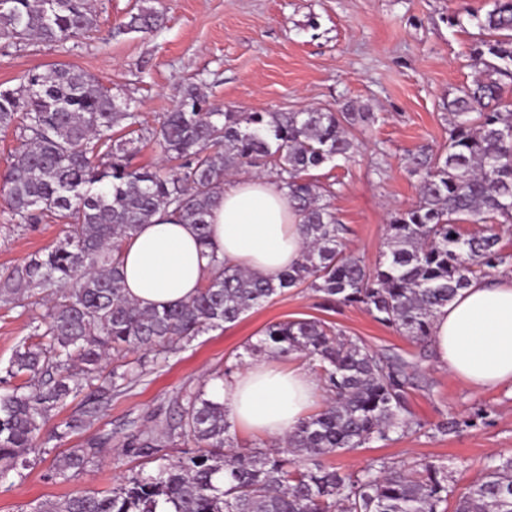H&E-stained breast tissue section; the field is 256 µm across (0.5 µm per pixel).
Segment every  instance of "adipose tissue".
Wrapping results in <instances>:
<instances>
[{
  "label": "adipose tissue",
  "instance_id": "adipose-tissue-1",
  "mask_svg": "<svg viewBox=\"0 0 512 512\" xmlns=\"http://www.w3.org/2000/svg\"><path fill=\"white\" fill-rule=\"evenodd\" d=\"M301 218L274 180L247 175L224 185L209 218L211 247L194 225L155 216L122 246L128 298L143 307L189 302L213 273V257L259 276L295 266L306 248ZM432 341L438 364L479 389L512 385V274L481 279L437 313ZM227 418L251 435L279 440L306 418L320 397L308 368L281 367L260 356L221 383Z\"/></svg>",
  "mask_w": 512,
  "mask_h": 512
}]
</instances>
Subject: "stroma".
Instances as JSON below:
<instances>
[{
  "label": "stroma",
  "mask_w": 512,
  "mask_h": 512,
  "mask_svg": "<svg viewBox=\"0 0 512 512\" xmlns=\"http://www.w3.org/2000/svg\"><path fill=\"white\" fill-rule=\"evenodd\" d=\"M488 0H152L164 13L152 33H122L118 27L140 0H92L97 31L62 46L0 45V88L17 87L32 69L67 63L94 77L112 94L130 100L145 127L172 111L177 85L202 83L209 104L234 112H333L346 102L367 105L375 121L355 129L358 151L337 167L316 170L323 200L349 232L350 252L374 265L386 249L392 216L417 200V177L406 157L418 146L441 148L452 120L447 101L470 83V48L477 30L459 5L473 9ZM53 219L38 224L11 221L0 200V267L21 263L64 237ZM45 307L0 302V371L16 347L30 339ZM323 319L373 349L414 357L418 384L408 401L422 432L329 462L351 471L375 458L408 462L440 460L459 486L478 477L491 457L512 455V385L473 389L440 367L433 348L418 349L405 336L356 307H325L300 287L196 337L156 363L144 349L111 357L104 371L126 363L136 376L98 403L86 394L70 397L52 413L56 426L82 417L81 431L42 444L26 467L0 482V512H30L42 502L78 491H109L128 477L152 470L148 459L128 452L126 442L143 431L164 434L178 422L186 394L209 386L225 369L240 370L265 328L286 320ZM453 418L458 432L428 437L427 428ZM99 442L86 468L61 477L58 457L87 442Z\"/></svg>",
  "instance_id": "35a3bbf8"
}]
</instances>
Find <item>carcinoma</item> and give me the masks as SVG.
Here are the masks:
<instances>
[{
    "mask_svg": "<svg viewBox=\"0 0 512 512\" xmlns=\"http://www.w3.org/2000/svg\"><path fill=\"white\" fill-rule=\"evenodd\" d=\"M478 29L470 50L479 77L448 100V145L408 154L419 200L395 213L387 251L372 267L348 251L347 228L320 203L310 172L349 159L352 130L374 121L353 103L338 112H223L204 86L182 90L152 132L164 163L132 165L129 146L142 139L139 114L84 71L57 65L30 71L0 89V129L17 125L19 145L0 180L11 220L52 218L65 239L0 270V301L47 306L34 327L39 343L19 345L6 367L22 385L0 389V480L25 465L53 411L99 380L106 353L145 348L156 358L181 343L237 321L288 288L314 291L323 304L365 309L387 328L426 343L435 313L506 261L496 227L512 223V0L465 9ZM89 0H0V40L62 46L98 26ZM163 24L138 7L119 26L151 33ZM128 121L124 137L115 127ZM273 170L275 183L301 216L307 248L274 277H257L224 260L190 302L144 308L124 294L121 243L159 212L196 226L208 244L209 221L226 172ZM481 230L471 234L462 225ZM253 350L301 354L316 365L327 406L301 421L274 452L236 450L224 402L201 390L187 396L178 429L166 438L182 456L140 472L105 494H70L34 512H512V457L492 459L464 489L448 465L373 459L343 471L322 458L396 441L420 430L408 407L413 360L373 350L320 319L268 326ZM151 432L129 439L141 457L158 453ZM98 442L72 448L56 474L86 466Z\"/></svg>",
    "mask_w": 512,
    "mask_h": 512,
    "instance_id": "1",
    "label": "carcinoma"
}]
</instances>
